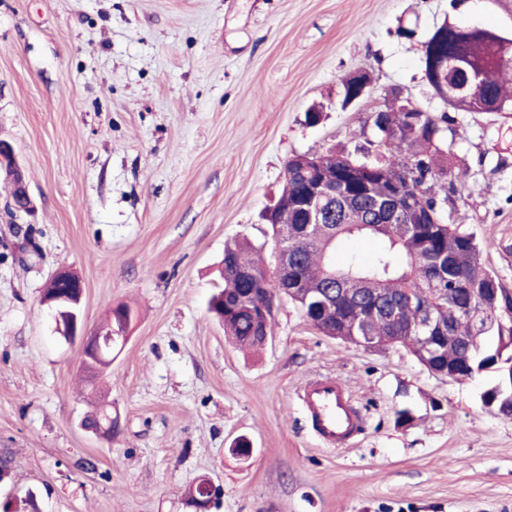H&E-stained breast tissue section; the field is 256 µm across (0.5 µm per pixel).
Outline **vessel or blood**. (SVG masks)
Segmentation results:
<instances>
[{
  "mask_svg": "<svg viewBox=\"0 0 512 512\" xmlns=\"http://www.w3.org/2000/svg\"><path fill=\"white\" fill-rule=\"evenodd\" d=\"M299 398L325 447L349 445L360 427V417L340 381L330 376L314 378L302 388Z\"/></svg>",
  "mask_w": 512,
  "mask_h": 512,
  "instance_id": "b4317fda",
  "label": "vessel or blood"
}]
</instances>
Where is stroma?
<instances>
[{"mask_svg": "<svg viewBox=\"0 0 512 512\" xmlns=\"http://www.w3.org/2000/svg\"><path fill=\"white\" fill-rule=\"evenodd\" d=\"M447 20L512 37V0H0V139L35 204L10 214L0 170V510L196 512L207 480L209 512H512V421L481 404L495 373L454 381L404 348L330 338L285 297L244 352L207 311L225 243L273 263L262 215L288 159L374 140L393 88L447 113L466 173L448 210L512 291V110L434 95L421 49ZM359 71L373 89L343 106ZM62 267L87 330L133 312L94 390L41 302ZM327 375L364 421L344 448L298 398ZM104 401L108 438L81 426Z\"/></svg>", "mask_w": 512, "mask_h": 512, "instance_id": "stroma-1", "label": "stroma"}]
</instances>
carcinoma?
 Segmentation results:
<instances>
[{"mask_svg":"<svg viewBox=\"0 0 512 512\" xmlns=\"http://www.w3.org/2000/svg\"><path fill=\"white\" fill-rule=\"evenodd\" d=\"M501 36L482 28H462L448 22L439 26L422 44L425 78L435 94L448 106L478 112L486 99L512 105V91L501 81L512 69V53L498 49ZM462 58L475 75L472 90L460 96L450 91L444 63ZM448 115L423 109L405 110V102L393 103L386 112H375L372 129L379 150L362 159L345 149H330L311 156L313 171L286 170L282 193L269 218L272 234L282 226L309 223L300 207L309 184L322 174L345 185L328 210L324 223L336 226V240L326 244L320 236L288 242L298 255L297 269L288 287L296 289L289 301L296 304L318 329L336 325V337L352 341L354 336H429L420 325L419 311L426 307L436 325L451 329L466 341L454 346L438 344L439 357L457 361L458 380L472 378L471 370L488 364L503 370L512 362V294L482 261L488 244L450 222L448 196L439 195L449 181H461L466 172L453 169L444 148V124ZM409 172L422 187L414 207L429 210L425 223L403 212L390 222L386 218V190L392 180ZM373 238L378 248L368 262L351 259L344 264L336 254L352 239ZM224 266L252 272L239 277L220 271L224 288L210 300V311L224 324V331L241 348L264 346L263 335L271 329L274 294L282 291L266 277L262 262L249 254L241 242L224 248ZM348 278L354 298L336 299V311L317 312V292L328 287L329 273ZM464 278L480 288L497 289L489 312L476 324L464 310L463 296L455 283ZM255 299L267 302V311L251 312Z\"/></svg>","mask_w":512,"mask_h":512,"instance_id":"cac0c4a2","label":"carcinoma"}]
</instances>
